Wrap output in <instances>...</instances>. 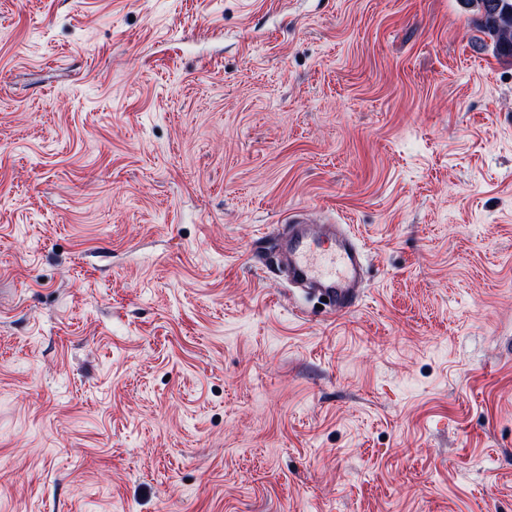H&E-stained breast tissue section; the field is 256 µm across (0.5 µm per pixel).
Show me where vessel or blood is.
Wrapping results in <instances>:
<instances>
[{
  "mask_svg": "<svg viewBox=\"0 0 512 512\" xmlns=\"http://www.w3.org/2000/svg\"><path fill=\"white\" fill-rule=\"evenodd\" d=\"M284 259L291 279L327 295L336 310L358 301L365 253L344 227L302 223L288 233Z\"/></svg>",
  "mask_w": 512,
  "mask_h": 512,
  "instance_id": "1",
  "label": "vessel or blood"
}]
</instances>
